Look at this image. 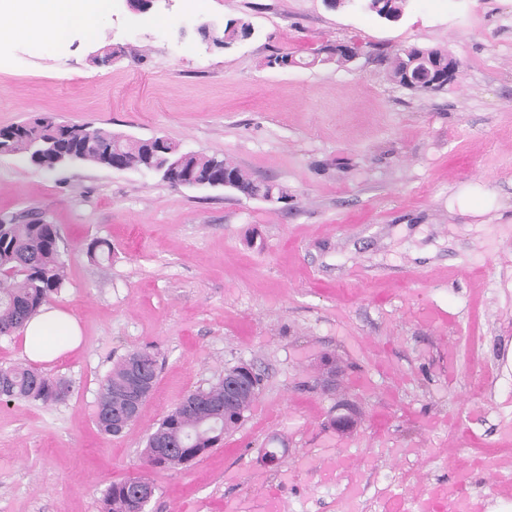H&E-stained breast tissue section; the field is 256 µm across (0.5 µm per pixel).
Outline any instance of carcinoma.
Here are the masks:
<instances>
[{
	"label": "carcinoma",
	"mask_w": 512,
	"mask_h": 512,
	"mask_svg": "<svg viewBox=\"0 0 512 512\" xmlns=\"http://www.w3.org/2000/svg\"><path fill=\"white\" fill-rule=\"evenodd\" d=\"M406 0H366L361 7L391 21L404 14ZM354 57L353 51L338 44L314 51L308 61L290 53L269 59V65H313L334 61L346 64ZM459 67L457 60L440 50L410 47L397 56L389 68L392 82L414 91L428 92L447 85V71ZM67 126L50 116L33 119L0 128V154L23 155L33 158L38 150L53 145L77 146L79 163L107 167V151L113 144L114 133L88 124L78 140L63 137ZM119 146L129 162L139 165L144 146L126 140ZM166 150L175 158L183 157L186 165L207 168L212 156L189 154L172 141L165 142ZM61 236L54 224L37 220L0 224V335L9 336L22 329L26 320L41 306L58 295L66 280V261L60 247ZM140 363L142 372L150 380L158 376V360L151 352L134 350L120 358L102 382L95 411V422L106 436H119L123 428L126 403L134 380L130 365ZM0 388L4 399H35L59 402L70 392V384L61 377L45 374L31 366H0ZM258 391L245 389L230 405H224V380L185 396L163 419L147 439L146 448L159 442L167 447L160 457L145 456L147 465L159 468L176 467L192 461L216 447L224 433L234 429L245 411L255 400ZM102 512H145L146 505L137 499L131 481L112 484L101 500Z\"/></svg>",
	"instance_id": "carcinoma-1"
}]
</instances>
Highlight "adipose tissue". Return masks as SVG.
<instances>
[{
	"mask_svg": "<svg viewBox=\"0 0 512 512\" xmlns=\"http://www.w3.org/2000/svg\"><path fill=\"white\" fill-rule=\"evenodd\" d=\"M111 0H0V25L10 39L50 49L66 42L76 28L94 31L109 11ZM26 357L51 362L78 348L82 341L77 319L47 306L22 330Z\"/></svg>",
	"mask_w": 512,
	"mask_h": 512,
	"instance_id": "ef3b65f1",
	"label": "adipose tissue"
}]
</instances>
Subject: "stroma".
<instances>
[{"instance_id":"obj_1","label":"stroma","mask_w":512,"mask_h":512,"mask_svg":"<svg viewBox=\"0 0 512 512\" xmlns=\"http://www.w3.org/2000/svg\"><path fill=\"white\" fill-rule=\"evenodd\" d=\"M152 12L169 24L113 0L95 33L52 50L0 41V127L50 115L160 136L293 200L0 155V219L57 225L54 304L83 336L44 367L70 381L65 400L0 402V512H100L110 484L139 476L156 487L148 512H260L270 493L287 512H387L401 490L476 493L483 455L512 462V0H407L395 22L326 0ZM239 18L253 33L229 48L193 34ZM349 41L345 65L268 64ZM105 45L111 65L92 64ZM411 46L456 59L455 80L390 81L376 53ZM95 239L111 260L89 258ZM140 349L159 358L154 389L105 436L99 387ZM242 362L262 382L240 424L188 465L148 466L169 411ZM267 448L285 449L278 467Z\"/></svg>"}]
</instances>
